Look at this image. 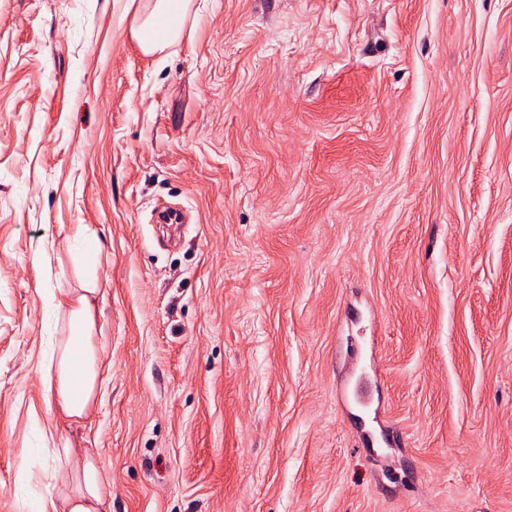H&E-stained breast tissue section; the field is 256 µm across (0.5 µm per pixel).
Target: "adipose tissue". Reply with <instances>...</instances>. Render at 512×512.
<instances>
[{"mask_svg": "<svg viewBox=\"0 0 512 512\" xmlns=\"http://www.w3.org/2000/svg\"><path fill=\"white\" fill-rule=\"evenodd\" d=\"M190 5L191 0H155L148 14L132 17V37L144 51L164 49L181 37ZM99 294L93 274L81 287L54 288L49 294L54 313L65 322L66 333L48 342L39 365L47 414L40 435L52 462V482L49 497L38 512H103L112 491V480L97 452L75 447L58 432L61 423L87 422L102 389L103 362L96 327Z\"/></svg>", "mask_w": 512, "mask_h": 512, "instance_id": "1", "label": "adipose tissue"}]
</instances>
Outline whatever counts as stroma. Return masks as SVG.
Wrapping results in <instances>:
<instances>
[{
  "mask_svg": "<svg viewBox=\"0 0 512 512\" xmlns=\"http://www.w3.org/2000/svg\"><path fill=\"white\" fill-rule=\"evenodd\" d=\"M153 3L0 0V512L80 224L105 512H512V0ZM190 5L191 0H156L148 14L136 13L132 17L130 23L132 37L145 52L163 50L181 37L183 19ZM155 27L164 29L165 33L159 40H150L146 34ZM71 241L72 248L86 260L92 259L100 251L97 237L94 233H88V228L83 224L77 225Z\"/></svg>",
  "mask_w": 512,
  "mask_h": 512,
  "instance_id": "1",
  "label": "stroma"
}]
</instances>
